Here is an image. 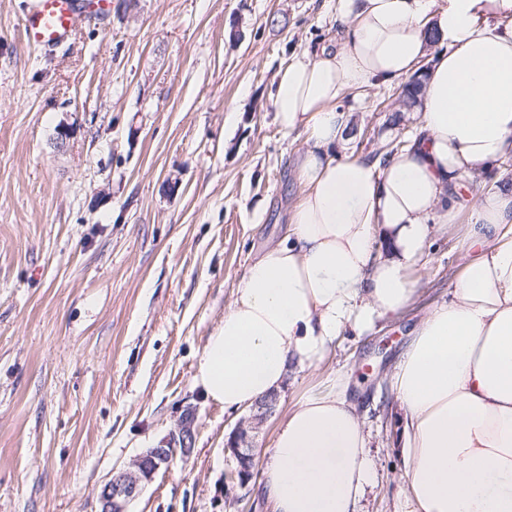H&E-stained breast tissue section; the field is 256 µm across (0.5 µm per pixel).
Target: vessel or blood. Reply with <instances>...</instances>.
Returning a JSON list of instances; mask_svg holds the SVG:
<instances>
[{"instance_id": "obj_1", "label": "vessel or blood", "mask_w": 512, "mask_h": 512, "mask_svg": "<svg viewBox=\"0 0 512 512\" xmlns=\"http://www.w3.org/2000/svg\"><path fill=\"white\" fill-rule=\"evenodd\" d=\"M107 0H96L84 8L82 0H34L27 11L23 31L28 44L49 50L66 42L80 27L103 19Z\"/></svg>"}]
</instances>
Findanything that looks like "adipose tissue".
<instances>
[{"label":"adipose tissue","instance_id":"ef3b65f1","mask_svg":"<svg viewBox=\"0 0 512 512\" xmlns=\"http://www.w3.org/2000/svg\"><path fill=\"white\" fill-rule=\"evenodd\" d=\"M342 41L277 72L271 107L306 148L286 239L245 269L195 383L237 411L318 365L341 336L397 316L439 225L460 213L462 262L390 376L404 411L407 512H512V187L478 200L465 176L512 153V0H338ZM430 68L411 144L354 154L350 91ZM439 224H432V216ZM370 433L344 377L281 416L260 489L273 512H362Z\"/></svg>","mask_w":512,"mask_h":512}]
</instances>
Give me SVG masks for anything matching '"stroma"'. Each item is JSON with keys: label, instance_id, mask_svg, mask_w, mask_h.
Here are the masks:
<instances>
[{"label": "stroma", "instance_id": "1", "mask_svg": "<svg viewBox=\"0 0 512 512\" xmlns=\"http://www.w3.org/2000/svg\"><path fill=\"white\" fill-rule=\"evenodd\" d=\"M32 0H0V512H99L128 466L196 410L195 442L130 512H271L256 491L281 412L344 374L371 431L365 512H401L402 412L385 379L447 300L453 232L431 240L413 304L292 370L232 479L230 412L194 383L249 262L288 232L302 146L269 104L274 74L337 41V0H128L33 49ZM349 147L409 139L395 84L349 94Z\"/></svg>", "mask_w": 512, "mask_h": 512}]
</instances>
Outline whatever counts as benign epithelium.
<instances>
[{
    "instance_id": "7a95c632",
    "label": "benign epithelium",
    "mask_w": 512,
    "mask_h": 512,
    "mask_svg": "<svg viewBox=\"0 0 512 512\" xmlns=\"http://www.w3.org/2000/svg\"><path fill=\"white\" fill-rule=\"evenodd\" d=\"M277 402L278 395H270L256 403L251 414L238 422L226 443L235 460L253 455L254 433L273 414ZM195 422L196 409H185L176 429L166 439L150 452L140 454L129 466L113 471L99 492L100 512H128L129 505L160 470L169 469L177 454L190 452Z\"/></svg>"
}]
</instances>
